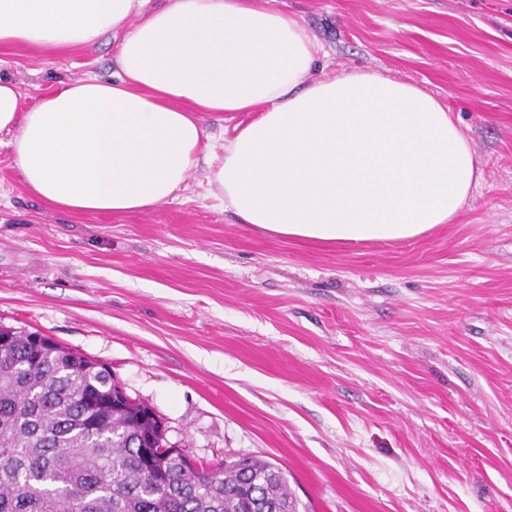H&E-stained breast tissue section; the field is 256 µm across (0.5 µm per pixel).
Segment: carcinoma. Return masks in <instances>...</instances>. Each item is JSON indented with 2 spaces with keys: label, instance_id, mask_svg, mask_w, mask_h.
<instances>
[{
  "label": "carcinoma",
  "instance_id": "obj_1",
  "mask_svg": "<svg viewBox=\"0 0 512 512\" xmlns=\"http://www.w3.org/2000/svg\"><path fill=\"white\" fill-rule=\"evenodd\" d=\"M118 387L85 355L13 333L0 353V512H298L262 457L196 471L151 461V408L112 401Z\"/></svg>",
  "mask_w": 512,
  "mask_h": 512
}]
</instances>
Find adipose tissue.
Returning <instances> with one entry per match:
<instances>
[{
  "instance_id": "1",
  "label": "adipose tissue",
  "mask_w": 512,
  "mask_h": 512,
  "mask_svg": "<svg viewBox=\"0 0 512 512\" xmlns=\"http://www.w3.org/2000/svg\"><path fill=\"white\" fill-rule=\"evenodd\" d=\"M106 35L112 80H75L25 109L0 76L21 181L59 210L143 211L203 163L239 223L336 248L450 223L482 176L424 89L364 71L310 81L312 36L272 0H0V46L54 54ZM241 113L213 152L204 115Z\"/></svg>"
}]
</instances>
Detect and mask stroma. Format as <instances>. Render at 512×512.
I'll use <instances>...</instances> for the list:
<instances>
[{"instance_id":"1","label":"stroma","mask_w":512,"mask_h":512,"mask_svg":"<svg viewBox=\"0 0 512 512\" xmlns=\"http://www.w3.org/2000/svg\"><path fill=\"white\" fill-rule=\"evenodd\" d=\"M312 80L371 71L448 106L482 169L452 223L323 249L239 223L205 167L148 210L72 214L0 136V326L105 364L211 464H279L301 512H512V0H275ZM111 37L0 47L27 102L115 72Z\"/></svg>"}]
</instances>
